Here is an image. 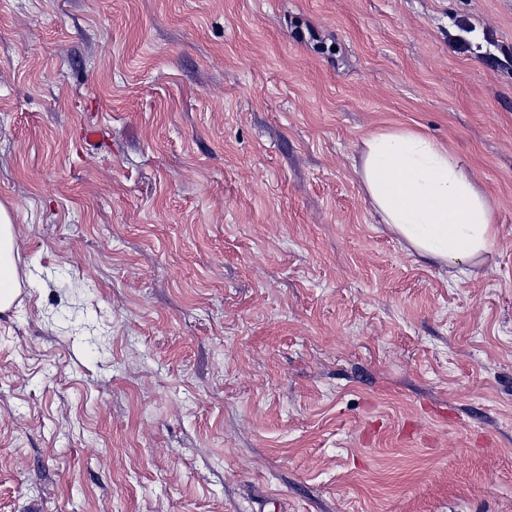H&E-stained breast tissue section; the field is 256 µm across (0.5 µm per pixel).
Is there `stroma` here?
<instances>
[{
	"label": "stroma",
	"mask_w": 512,
	"mask_h": 512,
	"mask_svg": "<svg viewBox=\"0 0 512 512\" xmlns=\"http://www.w3.org/2000/svg\"><path fill=\"white\" fill-rule=\"evenodd\" d=\"M397 127L467 277L361 184ZM0 203V512H512V0H0ZM360 174L382 222L421 256L467 276L495 247L490 199L440 143L408 128L376 131L364 140ZM17 239L9 209L0 203V313L11 308L21 289L16 265Z\"/></svg>",
	"instance_id": "1"
}]
</instances>
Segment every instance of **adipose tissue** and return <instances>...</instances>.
Wrapping results in <instances>:
<instances>
[{
	"instance_id": "1",
	"label": "adipose tissue",
	"mask_w": 512,
	"mask_h": 512,
	"mask_svg": "<svg viewBox=\"0 0 512 512\" xmlns=\"http://www.w3.org/2000/svg\"><path fill=\"white\" fill-rule=\"evenodd\" d=\"M360 174L382 222L421 256L463 276L495 247L490 199L440 143L408 128L376 131L364 141ZM16 254L12 216L0 203V313L20 293Z\"/></svg>"
}]
</instances>
